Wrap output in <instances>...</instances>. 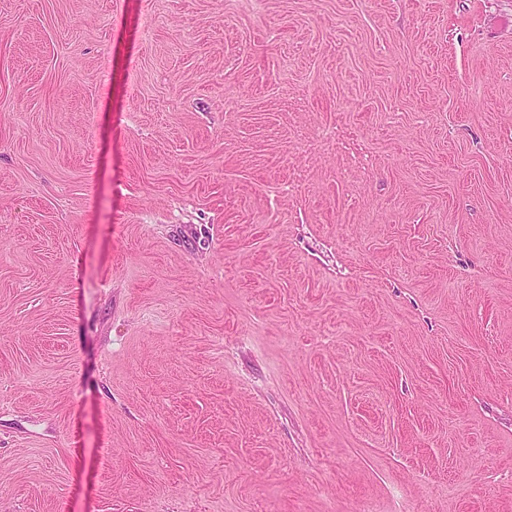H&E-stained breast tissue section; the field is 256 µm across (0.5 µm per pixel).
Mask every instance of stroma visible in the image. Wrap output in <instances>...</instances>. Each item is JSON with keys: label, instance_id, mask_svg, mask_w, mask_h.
Returning a JSON list of instances; mask_svg holds the SVG:
<instances>
[{"label": "stroma", "instance_id": "stroma-1", "mask_svg": "<svg viewBox=\"0 0 512 512\" xmlns=\"http://www.w3.org/2000/svg\"><path fill=\"white\" fill-rule=\"evenodd\" d=\"M0 512H512V0H0Z\"/></svg>", "mask_w": 512, "mask_h": 512}]
</instances>
